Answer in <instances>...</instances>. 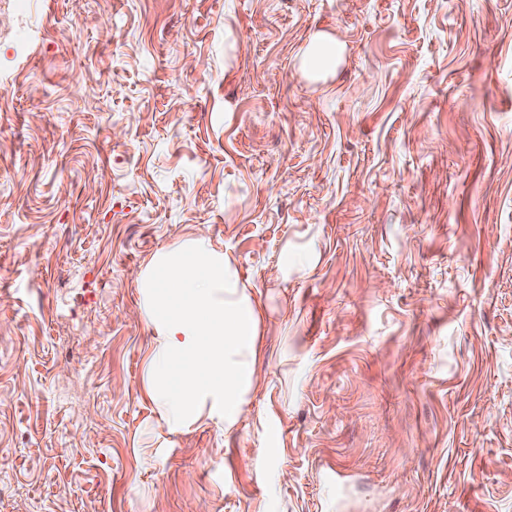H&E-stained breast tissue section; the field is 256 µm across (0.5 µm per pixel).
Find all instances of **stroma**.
Segmentation results:
<instances>
[{"instance_id": "1", "label": "stroma", "mask_w": 512, "mask_h": 512, "mask_svg": "<svg viewBox=\"0 0 512 512\" xmlns=\"http://www.w3.org/2000/svg\"><path fill=\"white\" fill-rule=\"evenodd\" d=\"M191 230L261 381L174 441L133 273ZM0 512H512V0H0ZM344 53V44L337 38L315 36L303 53L304 66L313 72L336 68Z\"/></svg>"}]
</instances>
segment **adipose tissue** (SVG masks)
I'll use <instances>...</instances> for the list:
<instances>
[{
  "instance_id": "obj_1",
  "label": "adipose tissue",
  "mask_w": 512,
  "mask_h": 512,
  "mask_svg": "<svg viewBox=\"0 0 512 512\" xmlns=\"http://www.w3.org/2000/svg\"><path fill=\"white\" fill-rule=\"evenodd\" d=\"M138 311L152 330L141 395L177 437L194 426L236 432L259 382L261 310L232 258L196 232L134 273Z\"/></svg>"
}]
</instances>
